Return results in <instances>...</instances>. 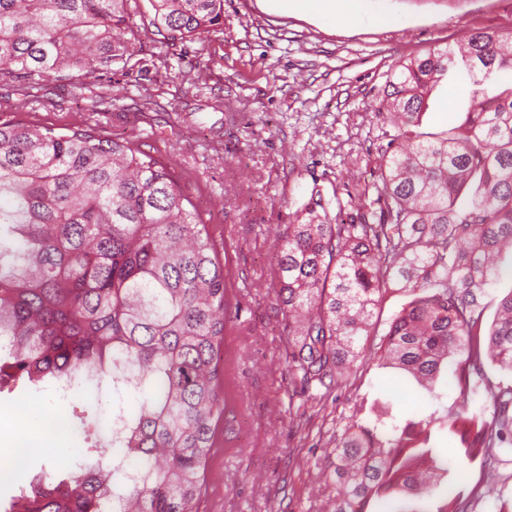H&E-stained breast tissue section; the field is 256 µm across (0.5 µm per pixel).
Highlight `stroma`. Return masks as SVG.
Here are the masks:
<instances>
[{
  "instance_id": "35a3bbf8",
  "label": "stroma",
  "mask_w": 512,
  "mask_h": 512,
  "mask_svg": "<svg viewBox=\"0 0 512 512\" xmlns=\"http://www.w3.org/2000/svg\"><path fill=\"white\" fill-rule=\"evenodd\" d=\"M133 32L111 73L81 86L33 79L0 89V116L63 131L87 118L113 138L137 141L166 164L218 247L239 303L229 311L235 402L219 423L199 512H324L319 477L337 433L392 402L397 419L431 417L440 428L460 409L452 369L437 394L404 373L356 363L338 387L310 399L288 369V336L273 288L277 233L319 187L346 195L375 181L394 133L375 111L402 57L425 54L466 32L512 25V0H359L345 26L316 14L272 11L265 0H224L222 24L161 48L149 0H130ZM468 82L432 91L422 131L448 129L469 104ZM58 451L29 452L0 470V503L25 480L86 454L79 431ZM487 482L466 475L467 512H496L512 490V447L498 449Z\"/></svg>"
}]
</instances>
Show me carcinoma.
<instances>
[{"mask_svg": "<svg viewBox=\"0 0 512 512\" xmlns=\"http://www.w3.org/2000/svg\"><path fill=\"white\" fill-rule=\"evenodd\" d=\"M129 0H0V87L39 78L80 84L123 57ZM164 42L219 26L224 0H150ZM512 28L475 31L395 65L377 107L395 134L379 182L348 200H309L285 225L274 288L294 344L290 367L309 386L341 376L378 333L374 310L395 288L410 300L373 356L435 392L454 367L468 426L447 424L448 448L427 418L379 429L354 422L327 460L332 512L431 497L451 473L489 464L512 425V385L493 386L488 361L512 372V292L485 322L503 255L512 252ZM467 74L463 121L420 131L426 99ZM182 186L141 145L84 122L57 132L0 119V358L5 378L38 387L86 369L112 384V438L80 420L93 462L76 458L35 477L24 512H198L226 393L221 361L227 273ZM493 408V420L486 419ZM463 490L434 512H465Z\"/></svg>", "mask_w": 512, "mask_h": 512, "instance_id": "1", "label": "carcinoma"}]
</instances>
